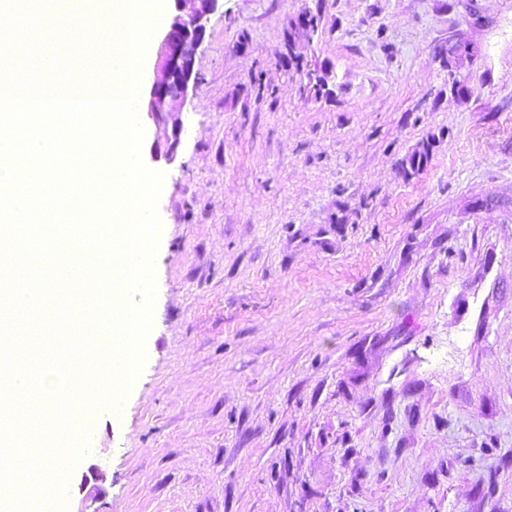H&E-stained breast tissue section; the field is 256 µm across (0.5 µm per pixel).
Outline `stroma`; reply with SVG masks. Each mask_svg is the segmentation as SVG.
<instances>
[{"mask_svg": "<svg viewBox=\"0 0 512 512\" xmlns=\"http://www.w3.org/2000/svg\"><path fill=\"white\" fill-rule=\"evenodd\" d=\"M195 58L66 512H512V0H220Z\"/></svg>", "mask_w": 512, "mask_h": 512, "instance_id": "stroma-1", "label": "stroma"}]
</instances>
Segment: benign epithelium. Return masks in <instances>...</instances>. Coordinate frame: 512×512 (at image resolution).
<instances>
[{
    "instance_id": "1",
    "label": "benign epithelium",
    "mask_w": 512,
    "mask_h": 512,
    "mask_svg": "<svg viewBox=\"0 0 512 512\" xmlns=\"http://www.w3.org/2000/svg\"><path fill=\"white\" fill-rule=\"evenodd\" d=\"M175 14L159 38L157 77L144 98L146 112L166 128V116L180 111L196 83L194 51L203 41L206 23L220 0H173Z\"/></svg>"
}]
</instances>
